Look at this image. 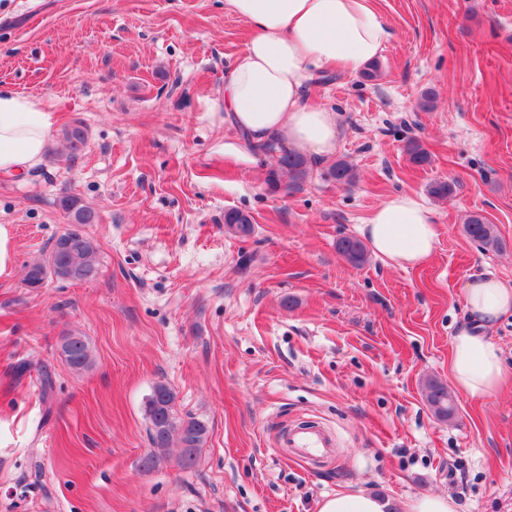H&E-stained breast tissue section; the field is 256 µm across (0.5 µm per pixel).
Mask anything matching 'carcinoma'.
Instances as JSON below:
<instances>
[{"instance_id":"obj_1","label":"carcinoma","mask_w":512,"mask_h":512,"mask_svg":"<svg viewBox=\"0 0 512 512\" xmlns=\"http://www.w3.org/2000/svg\"><path fill=\"white\" fill-rule=\"evenodd\" d=\"M63 136L71 153L75 154L86 141V131L80 124L64 129ZM409 161L417 166L429 163V154L423 146L412 141L408 145ZM288 174L292 182L297 183L306 175V162L292 153H286L279 159L278 167L270 170L268 183L275 189L280 185L283 174ZM336 182L351 185L356 180L353 167L338 161L331 171ZM224 224L228 231L242 237L253 233L252 217L241 210L230 209L224 212ZM465 232L484 248L498 249L501 242L494 225L479 213H472L465 220ZM339 254L350 264L359 266L366 262L367 252L363 243L355 237H343L337 242ZM97 247L83 231L70 227L57 237L48 256L42 263L27 268L24 278L29 288H40L47 278L69 282H83L97 273ZM60 355L65 364L75 372H83L93 364L92 350L81 336L69 335L62 339ZM425 400L433 415L442 422H451L457 415V406L448 388L435 379L424 381ZM175 395L165 384L158 383L146 402V415L149 421V439L151 452L144 458L143 466L152 468L164 458L167 448L179 442L183 448L181 466L190 468L195 464L197 451L205 442L208 434L207 424L195 417L179 419L175 414Z\"/></svg>"}]
</instances>
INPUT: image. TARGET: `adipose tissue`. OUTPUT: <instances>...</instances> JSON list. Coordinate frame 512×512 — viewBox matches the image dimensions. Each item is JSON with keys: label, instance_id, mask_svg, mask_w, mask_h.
<instances>
[{"label": "adipose tissue", "instance_id": "ef3b65f1", "mask_svg": "<svg viewBox=\"0 0 512 512\" xmlns=\"http://www.w3.org/2000/svg\"><path fill=\"white\" fill-rule=\"evenodd\" d=\"M251 30L243 51L224 72V119L252 144L277 140L307 158L332 157L339 141L336 112L305 100L318 75H355L378 59L393 29L373 0H224ZM54 127L49 107L0 86V176L22 177L44 158ZM360 234L387 264L426 262L438 240L433 214L415 195L383 200ZM468 319L451 341L450 368L457 391L473 398L495 394L505 368L491 332L512 315V284L480 276L463 289ZM318 512H389L379 496L358 489L324 498Z\"/></svg>", "mask_w": 512, "mask_h": 512}]
</instances>
